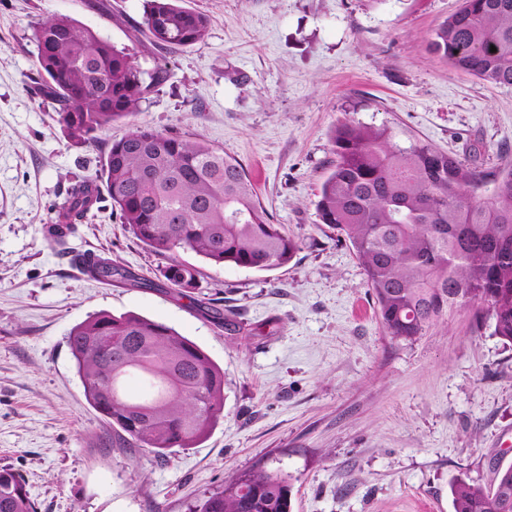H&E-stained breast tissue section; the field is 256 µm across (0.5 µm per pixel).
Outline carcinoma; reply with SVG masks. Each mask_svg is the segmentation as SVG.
<instances>
[{"mask_svg":"<svg viewBox=\"0 0 512 512\" xmlns=\"http://www.w3.org/2000/svg\"><path fill=\"white\" fill-rule=\"evenodd\" d=\"M208 18L178 0H144L154 45L179 49L202 41ZM40 93L58 105L59 123L76 146L112 122L136 115L167 78L144 70L126 49L66 15L34 31ZM432 50L453 69L512 87V0H460L440 23ZM496 51H490V47ZM332 142L316 213L362 268L378 316L393 341H413L462 309L473 326L512 345V166L470 168L422 141L403 146L387 126L343 121ZM123 224L154 252L169 256L165 284L189 297L211 265L271 271L291 261L301 241L270 222L237 159L202 141L137 126L111 144L102 174L76 183L55 223L61 237L101 200L99 181ZM95 278L146 287L138 275L102 257ZM68 346L87 401L110 425L112 445L147 448L158 458L194 448L224 411V371L172 328L134 312L99 313L73 327ZM136 378L144 394L127 393ZM452 512H512V466L488 485L456 479ZM0 512H37L21 476L0 468ZM188 512H291L288 478L253 469L197 499Z\"/></svg>","mask_w":512,"mask_h":512,"instance_id":"carcinoma-1","label":"carcinoma"}]
</instances>
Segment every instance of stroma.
<instances>
[{
    "label": "stroma",
    "mask_w": 512,
    "mask_h": 512,
    "mask_svg": "<svg viewBox=\"0 0 512 512\" xmlns=\"http://www.w3.org/2000/svg\"><path fill=\"white\" fill-rule=\"evenodd\" d=\"M209 19L177 50L130 35L143 0H0V467L37 512H186L243 472L286 475L291 512H451L449 484L512 464V346L458 310L391 341L347 247L317 229L315 203L342 121L387 125L487 170L512 165V87L432 54L459 0H182ZM67 15L144 69L168 72L134 121L71 146L37 94L36 26ZM201 139L239 159L258 197L303 246L264 272L197 263V303L158 286L167 259L103 199L65 245L43 228L76 181L99 174L134 125ZM92 253L149 280L79 274ZM174 328L224 370V412L197 447L164 459L116 448L85 398L68 334L97 313ZM241 327L229 334L225 317Z\"/></svg>",
    "instance_id": "obj_1"
}]
</instances>
